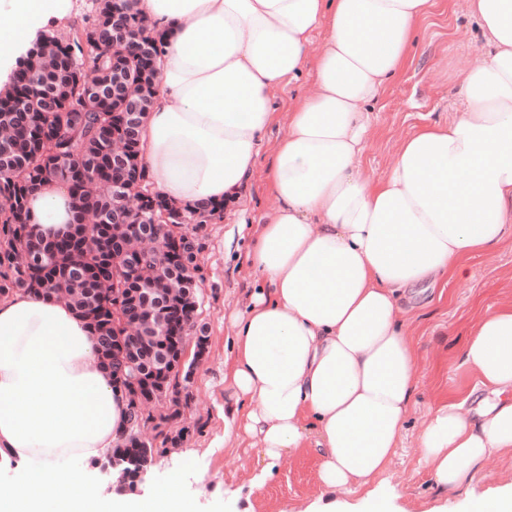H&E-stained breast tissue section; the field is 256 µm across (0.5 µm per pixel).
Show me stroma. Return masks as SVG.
Wrapping results in <instances>:
<instances>
[{"label":"stroma","mask_w":512,"mask_h":512,"mask_svg":"<svg viewBox=\"0 0 512 512\" xmlns=\"http://www.w3.org/2000/svg\"><path fill=\"white\" fill-rule=\"evenodd\" d=\"M483 47L477 21L466 0H439L421 24L412 58L373 101L377 116L362 157L366 176L385 175L400 141L421 126L448 121V100L461 63L476 61ZM315 63L307 61L295 83L272 93L277 121L263 134L256 165L237 210L204 225L200 264L204 277L197 312L208 334L205 355L186 382L175 389L186 399L184 422L191 433L182 447L158 453L133 489L134 494L161 484L170 470H182L185 512H279L314 502L320 492L318 459L309 450L284 454L274 477L262 488L251 484L262 462L250 444L224 445V358L231 351L229 316L249 301L253 278L246 251L248 232L240 230L238 210L251 224L264 223L275 205L267 173L277 142L288 133L287 112L297 97L312 89ZM512 303V238L492 254L467 261V276L437 284L420 295H406L409 331L417 351V388L399 455L387 475L398 512H468L461 492H443L428 469L418 463V433L428 410L448 393L478 405L483 391L476 376L460 364V352L479 317Z\"/></svg>","instance_id":"stroma-1"}]
</instances>
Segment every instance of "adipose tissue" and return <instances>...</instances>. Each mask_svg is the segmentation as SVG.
Instances as JSON below:
<instances>
[{
	"instance_id": "obj_1",
	"label": "adipose tissue",
	"mask_w": 512,
	"mask_h": 512,
	"mask_svg": "<svg viewBox=\"0 0 512 512\" xmlns=\"http://www.w3.org/2000/svg\"><path fill=\"white\" fill-rule=\"evenodd\" d=\"M437 0H140L164 44L140 149L154 189L181 206L236 204L275 114L270 93L314 60L313 88L288 114L268 170L277 202L251 234L254 288L234 311L224 360V438L259 440L262 487L284 453L310 449L321 496L304 512H394L379 480L406 435L416 350L405 291L460 279L466 261L512 233V0H467L487 48L459 69L445 125L403 139L387 174L364 176L368 106L406 65ZM70 0H0L23 25L0 40V84L43 23ZM327 29L320 47L312 35ZM35 233L73 220L58 181L29 198ZM461 361L485 393L476 408L433 406L419 460L471 512H512V485L475 493L472 474L512 449V304L486 311ZM126 394L98 361L91 328L40 291L0 299V512H182V475L145 496H104L86 468L124 435Z\"/></svg>"
}]
</instances>
